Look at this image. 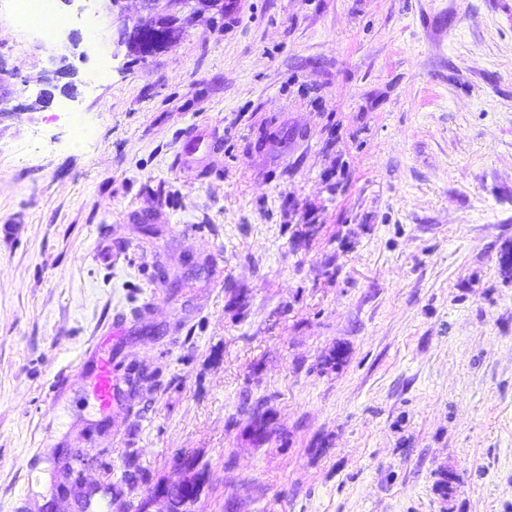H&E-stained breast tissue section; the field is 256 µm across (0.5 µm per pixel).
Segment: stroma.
Returning a JSON list of instances; mask_svg holds the SVG:
<instances>
[{
  "mask_svg": "<svg viewBox=\"0 0 512 512\" xmlns=\"http://www.w3.org/2000/svg\"><path fill=\"white\" fill-rule=\"evenodd\" d=\"M82 3L0 13V512H512V0ZM5 8L12 15L13 19L21 26H25L37 19H49L44 27H40L43 35L50 38L55 32V24L60 19L55 9H59L57 0H2L0 10ZM167 19L171 21L168 26L158 25L134 28L138 21L132 26L124 23L116 30V42L118 45H125L128 52L136 56L148 57L160 52L174 39L170 27L176 26L179 22L177 17H175V22H172L174 18L167 17ZM147 31L153 35V39L150 40L143 37V33ZM207 154L211 149V144L204 131L199 129H191L182 138V152L185 156H193L200 152ZM82 365L88 368L93 381V390L100 406L108 409L112 402V392L116 370L112 368V357L102 355L100 346L91 345L84 352ZM181 479L173 484L163 487L160 497L167 500L169 508L167 512H184L181 508L192 502L196 497L198 487L197 474L194 470L186 469L180 465Z\"/></svg>",
  "mask_w": 512,
  "mask_h": 512,
  "instance_id": "obj_1",
  "label": "stroma"
}]
</instances>
